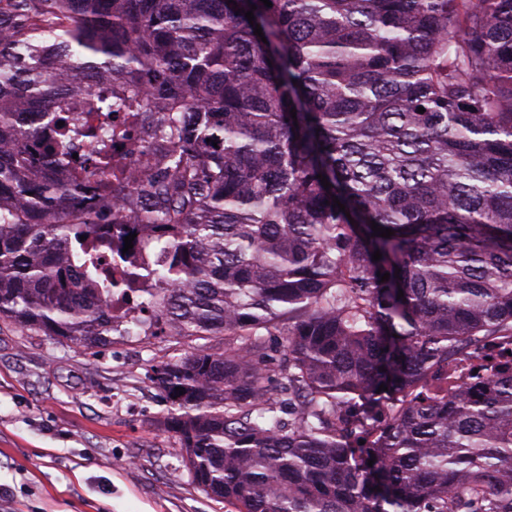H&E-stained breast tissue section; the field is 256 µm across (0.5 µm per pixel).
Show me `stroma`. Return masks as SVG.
Wrapping results in <instances>:
<instances>
[{
  "mask_svg": "<svg viewBox=\"0 0 512 512\" xmlns=\"http://www.w3.org/2000/svg\"><path fill=\"white\" fill-rule=\"evenodd\" d=\"M170 336H113L98 356L0 319V488L14 512H225L196 489L153 367Z\"/></svg>",
  "mask_w": 512,
  "mask_h": 512,
  "instance_id": "obj_1",
  "label": "stroma"
}]
</instances>
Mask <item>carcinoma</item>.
Segmentation results:
<instances>
[{
	"instance_id": "obj_1",
	"label": "carcinoma",
	"mask_w": 512,
	"mask_h": 512,
	"mask_svg": "<svg viewBox=\"0 0 512 512\" xmlns=\"http://www.w3.org/2000/svg\"><path fill=\"white\" fill-rule=\"evenodd\" d=\"M270 2L0 0V318L90 354L144 327L100 273L122 228L75 200L112 185L116 115L154 119L155 261L115 260L191 343L154 378L195 487L228 512H512V353L427 385L512 336V0ZM52 63L73 94L110 80L80 123ZM471 350L463 355L457 356V360H453L448 364V377L446 378H433L430 379L429 387L439 393L450 395L459 386L463 384L472 383V371L474 366H477L478 361L471 357Z\"/></svg>"
}]
</instances>
